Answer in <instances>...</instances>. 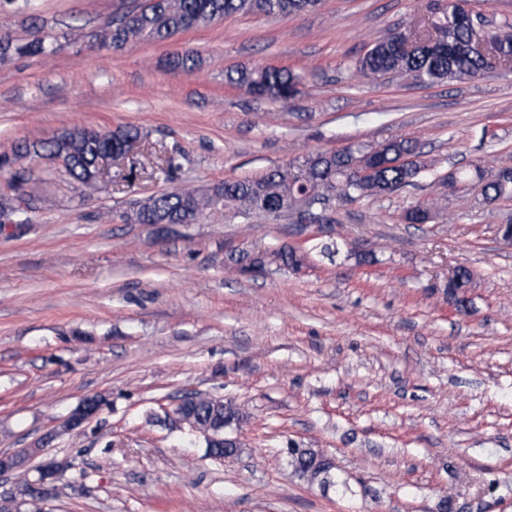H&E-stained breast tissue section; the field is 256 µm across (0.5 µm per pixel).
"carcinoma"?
<instances>
[{
    "mask_svg": "<svg viewBox=\"0 0 512 512\" xmlns=\"http://www.w3.org/2000/svg\"><path fill=\"white\" fill-rule=\"evenodd\" d=\"M464 0H445L434 4L431 16L410 25L391 29L355 62L356 71L366 78L406 75L421 83L434 84L477 76L485 68V60L469 49L473 29L461 16ZM318 4V0H145L111 23L110 42L119 48L131 41L166 42L190 29L204 27L232 14L299 15ZM36 35L15 39L0 31V64L16 57H33L54 52L56 40L42 33L39 17L30 16ZM511 23L493 35L495 50L512 59ZM169 65L184 72L197 66L194 53L185 50L171 55ZM229 83L247 93L287 106L301 93L302 73L271 66L242 67L227 73ZM140 130L126 126L115 131L100 132L93 128L72 126L53 138L18 147L14 156H0V168L11 167L22 156L57 161L75 182L86 187L98 185L97 158L112 154V161L129 167L123 176L130 182L134 166L125 163L122 145L140 140ZM421 145L410 138H395L377 146L351 145L342 151H312L300 159L287 161L258 178L226 180L209 187L183 186L147 199H131L120 214L125 224H196L206 213L224 209L247 223L261 216H278L299 198H306L320 207L333 198L341 203L359 199L389 196L415 184L432 167L421 160ZM183 154L173 146L161 158L160 170L167 176L182 168ZM482 182L481 194L488 204L512 200V167L487 170L476 164L458 169L438 179L445 191H457L472 181ZM37 178L31 170L14 174L12 193L0 196V224L16 218L20 209L33 212L41 197L36 192ZM438 201L408 208L405 223H432L440 216ZM308 252L292 246L252 255L248 252L230 254L228 264L238 271L249 263L256 269L274 266L298 270L306 264ZM473 273L466 266L458 267L456 280L448 289V299L457 311L468 313ZM242 412L224 404L221 398H200L186 401L165 412L168 425L188 427L210 449L208 456L222 459L235 455L241 445L224 444L228 428L237 425ZM322 454L311 448L288 449V464L294 475L322 488L332 484L334 466L319 461Z\"/></svg>",
    "mask_w": 512,
    "mask_h": 512,
    "instance_id": "carcinoma-1",
    "label": "carcinoma"
}]
</instances>
